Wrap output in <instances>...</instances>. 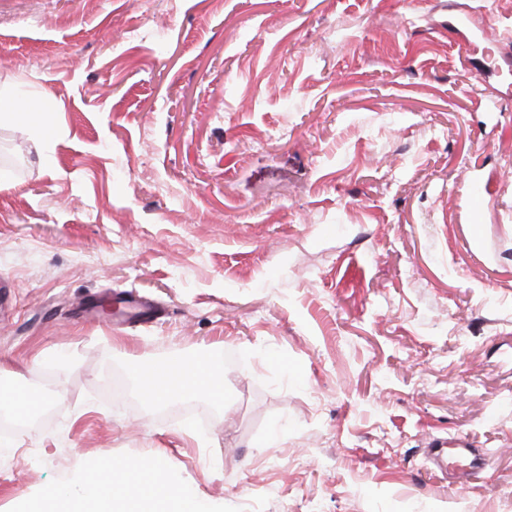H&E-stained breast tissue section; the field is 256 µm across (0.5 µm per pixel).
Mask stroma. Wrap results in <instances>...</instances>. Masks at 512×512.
<instances>
[{
    "mask_svg": "<svg viewBox=\"0 0 512 512\" xmlns=\"http://www.w3.org/2000/svg\"><path fill=\"white\" fill-rule=\"evenodd\" d=\"M505 32L512 0H0V89L52 126L0 127V392L54 398L0 512L155 458L205 512H512ZM174 357L223 403L144 399ZM454 450L458 456L468 461L467 467L462 471L465 479L489 465L488 457L478 448H455Z\"/></svg>",
    "mask_w": 512,
    "mask_h": 512,
    "instance_id": "stroma-1",
    "label": "stroma"
}]
</instances>
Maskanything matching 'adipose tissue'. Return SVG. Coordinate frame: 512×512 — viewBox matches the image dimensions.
Instances as JSON below:
<instances>
[{
    "label": "adipose tissue",
    "mask_w": 512,
    "mask_h": 512,
    "mask_svg": "<svg viewBox=\"0 0 512 512\" xmlns=\"http://www.w3.org/2000/svg\"><path fill=\"white\" fill-rule=\"evenodd\" d=\"M161 377L153 383H140L142 395L150 401L176 397L204 396L224 399V379L217 370H207L185 362L179 368L160 366ZM145 483L150 494L130 498L127 480L101 481L87 475L84 489L70 496H46L35 512H186L194 502L162 463L152 464Z\"/></svg>",
    "instance_id": "adipose-tissue-1"
}]
</instances>
